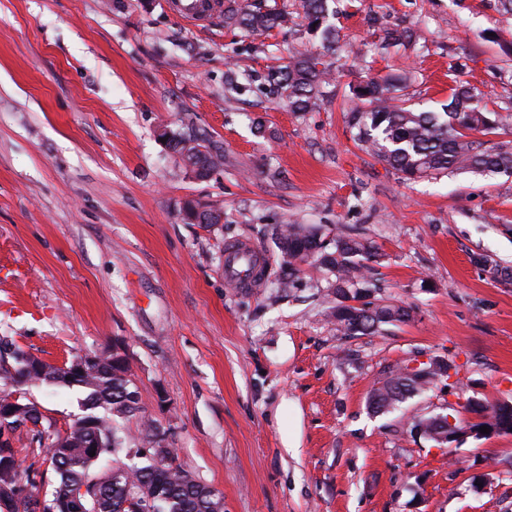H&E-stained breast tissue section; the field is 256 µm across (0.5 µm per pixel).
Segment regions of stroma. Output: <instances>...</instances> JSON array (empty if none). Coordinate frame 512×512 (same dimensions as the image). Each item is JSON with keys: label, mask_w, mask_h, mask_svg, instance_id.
I'll list each match as a JSON object with an SVG mask.
<instances>
[{"label": "stroma", "mask_w": 512, "mask_h": 512, "mask_svg": "<svg viewBox=\"0 0 512 512\" xmlns=\"http://www.w3.org/2000/svg\"><path fill=\"white\" fill-rule=\"evenodd\" d=\"M340 41L311 112L267 81L301 27L248 34L200 25L173 0H0V336L62 364L118 346L146 422L177 465L219 492L224 512H512V434L445 448L410 422L466 418L475 398L512 403V195L501 176L406 180L358 148L349 86L409 70L402 100L438 112L450 63L512 108V16L495 0H331ZM418 39L383 48L380 28ZM244 88L228 90L226 71ZM270 132L257 135L253 120ZM224 150L209 177L186 173L161 131ZM222 213L186 224L185 203ZM320 224L371 242L373 299L409 319L344 336L330 321L335 275L303 267L279 287L275 225ZM254 244L259 287L224 277L227 244ZM452 362L438 384L373 414L371 390L416 359ZM54 430L81 388L33 385Z\"/></svg>", "instance_id": "stroma-1"}]
</instances>
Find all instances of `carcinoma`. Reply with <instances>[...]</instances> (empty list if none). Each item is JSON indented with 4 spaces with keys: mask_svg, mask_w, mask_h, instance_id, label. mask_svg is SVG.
Wrapping results in <instances>:
<instances>
[{
    "mask_svg": "<svg viewBox=\"0 0 512 512\" xmlns=\"http://www.w3.org/2000/svg\"><path fill=\"white\" fill-rule=\"evenodd\" d=\"M302 2V26L308 35L321 39V50L313 51L304 42L285 65L268 74L274 94L292 112H311L319 106L322 87L330 75L322 57L334 50L338 41L336 26L328 23V0ZM292 21L291 13L271 8L264 0H254L246 8L236 7L234 0L224 5V25L247 33L268 31ZM449 71L455 86L442 112H416L397 103L396 87L410 79L407 72L350 87L355 106L347 113V123L355 144L406 180L458 171L511 176L512 143L475 137L477 133L498 134L505 129L506 117L489 107L476 88L458 79L461 64L449 66ZM185 141L200 143L207 149L206 156L213 160L224 159L222 148L205 137L179 134L172 147ZM221 218L216 211L200 212L195 208L183 215L188 224H217ZM274 235L280 250L279 287L293 286L301 264L336 272L338 302L331 317L343 335H372L384 325L409 319V311L402 306L367 300L373 284L360 280V274L379 258L371 243L346 236L328 242L323 227L315 224H279ZM474 262L490 267L496 277L512 275L511 268L487 255L475 256ZM350 299L361 301V306L346 304ZM22 354L24 351L12 339L0 337V407L13 412L12 418L0 420V435L24 428L31 433L30 443L40 445L50 432V427L44 426L42 406L27 397L26 387L46 384L88 390L85 414L65 433H55L54 446L45 448L59 477L49 497L56 503V512H64L63 506L80 489L85 490L88 512H224L223 503L210 487L174 464L173 449L159 447L157 426L146 424L142 435V441L152 447L150 454L125 444L114 421L141 410V395L131 378L128 361L116 354H105L94 369L70 378L61 368L31 372L18 360ZM419 388L420 384L404 377L398 368L373 389L368 406L373 412L384 414L386 407L396 408ZM467 410L473 420H455L457 435H478L482 426L496 434L512 433V404L490 406L471 399ZM121 455L128 462L112 468L104 466ZM43 480L41 468L32 464L21 467L15 449H10L6 466L0 455V488L20 487L9 512H39V496L34 490Z\"/></svg>",
    "mask_w": 512,
    "mask_h": 512,
    "instance_id": "cac0c4a2",
    "label": "carcinoma"
}]
</instances>
